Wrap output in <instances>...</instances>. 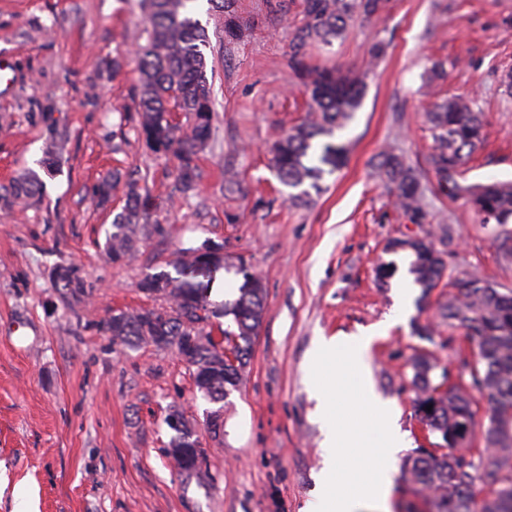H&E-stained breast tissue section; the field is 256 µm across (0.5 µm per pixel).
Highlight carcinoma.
I'll list each match as a JSON object with an SVG mask.
<instances>
[{
	"mask_svg": "<svg viewBox=\"0 0 512 512\" xmlns=\"http://www.w3.org/2000/svg\"><path fill=\"white\" fill-rule=\"evenodd\" d=\"M193 0H140L147 25L145 43L135 54L140 72L136 89L137 115L129 116L146 147L161 156L178 160L177 189L194 190L200 178L196 161L209 146L214 118L207 60L203 51L208 43L205 29L189 12ZM224 13V36L238 40L243 27L234 9V0H209ZM386 7V0H303V18L289 41L288 67L305 90L310 92L314 109L302 124L283 132L273 145V165L281 183L301 192L289 199L307 204L311 191H319L318 180L325 171L339 169L346 147L330 142L336 129L344 126L361 103L362 84L341 68H319L310 61L308 48L319 42L331 46L347 33L348 23L360 16L371 21ZM180 112L181 125L173 118ZM433 147L425 167L416 170L393 153L384 154L378 177L409 219H427V203L420 177L433 174L438 185L456 195L463 193L467 203L484 224L499 227L495 240L499 253L512 260V181L463 186L468 158L483 141L482 114L472 101L450 97L434 103L428 112ZM122 187L124 205L112 221V233L104 244L106 259L114 264L135 257L140 244L161 230L149 223L150 201L133 174L115 170L94 188L103 199L112 189ZM42 194L35 173L12 180L0 187V206L37 199ZM206 239L183 249L161 270L146 275L139 283L142 292L161 297L168 307L140 308L112 313L102 324L112 344L137 348L163 336V349H181L188 336L204 341L186 352L193 368L195 386L202 398L217 408L208 412L207 427L217 438L221 430L212 420L223 416L224 399L239 389L249 364L252 347L263 322L266 289L262 279L249 272L244 262L224 260V255L201 252ZM393 254L407 259V273L420 288V299L429 298L439 287L448 269L449 251L437 249L426 238L396 239L388 245ZM242 275L239 295L216 304L207 295L208 283L220 271ZM52 277L61 300L80 302L88 288L75 265H58ZM455 291L438 301L441 325L448 334L465 331L470 354L461 365L470 369V386L448 384L447 370L435 375L437 358L428 350L416 351L410 360L409 386L414 393V411L427 432L440 442L432 448H416L403 462L411 492L422 498L433 512H512V291H501L476 274L459 279ZM232 317L224 328L230 353L210 339L207 325L215 315ZM480 398H475L472 392ZM487 399L488 424L479 422V399ZM432 410H426V406ZM482 432L484 447H472V440L455 445L463 431L473 437ZM168 446L185 448L198 439L195 428L182 424L173 428ZM178 472L187 479L199 478L208 469L207 457L193 463L171 456Z\"/></svg>",
	"mask_w": 512,
	"mask_h": 512,
	"instance_id": "carcinoma-1",
	"label": "carcinoma"
}]
</instances>
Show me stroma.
<instances>
[{
	"label": "stroma",
	"instance_id": "stroma-1",
	"mask_svg": "<svg viewBox=\"0 0 512 512\" xmlns=\"http://www.w3.org/2000/svg\"><path fill=\"white\" fill-rule=\"evenodd\" d=\"M235 0L246 28L227 41L209 0L195 16L214 99V143L201 153L194 193L175 189V162L148 150L123 113L137 108L134 50L143 41L138 0H0V54L11 53L13 85L0 93V185L27 171L43 181L38 204L0 209V512L27 490L36 512H302L321 467V434L306 379L319 336L380 329L370 351L376 391L400 409L411 447L426 432L413 412L409 359L417 326L437 323V303L411 304L388 322L403 255L389 241L453 227L448 293L469 273L512 289V262L499 254L494 225L480 224L463 198L429 181L425 223L396 210L376 177L383 151L423 164L432 145L425 112L440 97L474 99L485 142L464 184L512 180V0H391L371 25L353 22L344 41L310 49L312 64L339 66L365 83L353 120L335 135L345 166L324 175L307 206L288 200L271 149L308 116V97L288 67V43L302 0ZM388 44L378 60L377 40ZM59 148L58 171L42 160ZM144 179L162 233L137 258L105 262L103 248L123 206L121 192L98 203L92 187L112 170ZM223 243L266 287L263 323L240 390L224 402V436L211 437L210 403L175 351H125L100 324L115 311L159 308L143 294L145 274L178 250ZM397 266L379 284V263ZM80 267L92 288L67 306L54 286L60 264ZM179 410L208 455L209 475L184 479L163 453Z\"/></svg>",
	"mask_w": 512,
	"mask_h": 512
}]
</instances>
